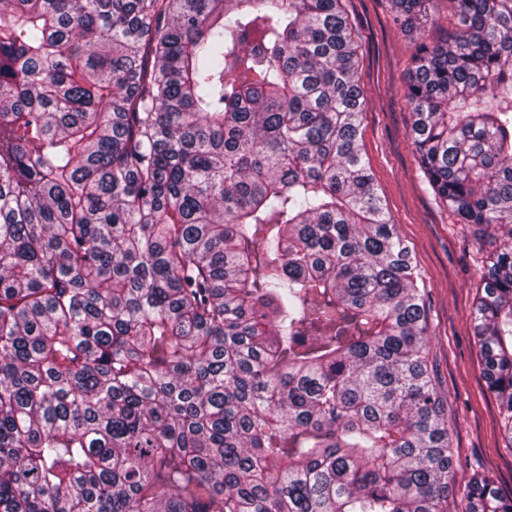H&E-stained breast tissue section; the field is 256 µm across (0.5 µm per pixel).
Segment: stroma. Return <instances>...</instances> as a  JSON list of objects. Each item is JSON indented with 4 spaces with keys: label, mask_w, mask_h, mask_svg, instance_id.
Returning <instances> with one entry per match:
<instances>
[{
    "label": "stroma",
    "mask_w": 512,
    "mask_h": 512,
    "mask_svg": "<svg viewBox=\"0 0 512 512\" xmlns=\"http://www.w3.org/2000/svg\"><path fill=\"white\" fill-rule=\"evenodd\" d=\"M358 45L357 79L366 99L360 124L362 152L382 204L412 249L426 288L429 365L453 430L456 483L449 512H462L472 472L494 477L512 491V455L494 397L483 377L474 337V298L487 256L471 229L434 195L412 143L406 108L407 75L419 41L436 43L457 26L450 0H435L424 34L393 21L388 0H342Z\"/></svg>",
    "instance_id": "stroma-1"
}]
</instances>
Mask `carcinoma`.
<instances>
[{
	"label": "carcinoma",
	"instance_id": "carcinoma-1",
	"mask_svg": "<svg viewBox=\"0 0 512 512\" xmlns=\"http://www.w3.org/2000/svg\"><path fill=\"white\" fill-rule=\"evenodd\" d=\"M452 3L406 105L494 244L474 330L512 453V0ZM356 64L342 0H0V512H448ZM465 500L512 512L479 474Z\"/></svg>",
	"mask_w": 512,
	"mask_h": 512
}]
</instances>
